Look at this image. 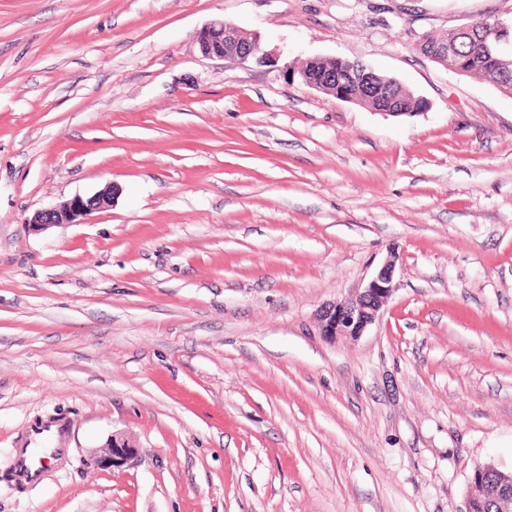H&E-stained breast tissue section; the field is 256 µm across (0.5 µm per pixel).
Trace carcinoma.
Returning a JSON list of instances; mask_svg holds the SVG:
<instances>
[{"label":"carcinoma","instance_id":"1","mask_svg":"<svg viewBox=\"0 0 512 512\" xmlns=\"http://www.w3.org/2000/svg\"><path fill=\"white\" fill-rule=\"evenodd\" d=\"M507 26L498 35L486 34L487 25L495 19L484 17L470 24L467 32L450 31L447 35L424 37V48L432 50L440 44H449L453 53L443 59L448 69L455 71L463 69L470 74L482 77L496 87L512 90V16L504 18ZM351 60L349 59H318L306 62L304 71L308 75H320L334 71L342 77L343 92L355 94L359 84L347 74ZM387 82L384 87L386 95L382 96L386 107L392 111L415 112L419 107L418 96L405 89L400 83L390 81V77L380 74Z\"/></svg>","mask_w":512,"mask_h":512}]
</instances>
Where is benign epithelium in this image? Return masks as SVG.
Returning a JSON list of instances; mask_svg holds the SVG:
<instances>
[{"instance_id":"benign-epithelium-1","label":"benign epithelium","mask_w":512,"mask_h":512,"mask_svg":"<svg viewBox=\"0 0 512 512\" xmlns=\"http://www.w3.org/2000/svg\"><path fill=\"white\" fill-rule=\"evenodd\" d=\"M197 46L201 55L207 58L239 64L251 60L269 65L277 62L275 54L261 49L260 36L256 32L223 19L208 23L198 32ZM358 76L365 86L364 93L344 95L342 99L370 107L378 96L376 83L364 65L359 66ZM112 198L113 190L110 188L88 197L78 195L59 206L35 211L25 220V225L31 231L42 232L58 225L75 224L107 208ZM395 267L396 260L392 257L356 294L322 307L318 314L321 335L327 339L363 336L379 319L395 290ZM135 453L136 447L129 441L114 439L100 464L104 467L119 466ZM471 488L465 512H512V474L502 473L489 465L478 466L471 478Z\"/></svg>"}]
</instances>
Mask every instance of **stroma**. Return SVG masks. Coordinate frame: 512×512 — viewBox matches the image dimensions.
<instances>
[{
	"instance_id": "stroma-1",
	"label": "stroma",
	"mask_w": 512,
	"mask_h": 512,
	"mask_svg": "<svg viewBox=\"0 0 512 512\" xmlns=\"http://www.w3.org/2000/svg\"><path fill=\"white\" fill-rule=\"evenodd\" d=\"M512 0H0V512H464L512 472V96L418 49ZM224 19L275 65L203 57ZM357 59L429 107L302 85ZM115 186L82 224L36 210ZM395 259L358 339L325 304ZM68 425L64 462L9 481ZM138 453L99 466L113 438ZM67 433L63 425L53 423L33 430L22 440L14 448L12 472L15 481L29 484L40 480L48 465L56 464L66 454L67 448L61 446Z\"/></svg>"
}]
</instances>
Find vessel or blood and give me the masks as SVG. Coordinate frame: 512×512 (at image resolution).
I'll return each instance as SVG.
<instances>
[{"label":"vessel or blood","mask_w":512,"mask_h":512,"mask_svg":"<svg viewBox=\"0 0 512 512\" xmlns=\"http://www.w3.org/2000/svg\"><path fill=\"white\" fill-rule=\"evenodd\" d=\"M64 426H43L33 430L19 443L13 454V477L21 484L40 480L48 466L56 464L65 455Z\"/></svg>","instance_id":"1"}]
</instances>
